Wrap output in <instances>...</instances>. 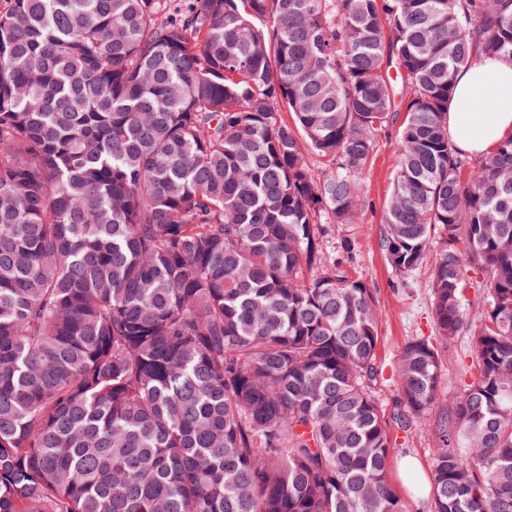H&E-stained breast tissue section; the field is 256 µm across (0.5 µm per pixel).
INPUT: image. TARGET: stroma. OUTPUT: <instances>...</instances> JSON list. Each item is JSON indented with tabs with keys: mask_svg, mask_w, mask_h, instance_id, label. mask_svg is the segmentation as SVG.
Masks as SVG:
<instances>
[{
	"mask_svg": "<svg viewBox=\"0 0 512 512\" xmlns=\"http://www.w3.org/2000/svg\"><path fill=\"white\" fill-rule=\"evenodd\" d=\"M396 170L395 137L384 131L379 132L376 154L362 184L364 206L357 221L353 224L329 225L323 248L327 255H337L341 252L342 240L351 239L354 249L346 257L345 265L352 276L365 282L374 293L379 314L377 362L385 376L384 382L376 388V397L388 418L394 448L389 460L388 480L401 501L403 512H426L424 493L409 489L401 481L397 471L398 461L402 456H413L419 461L424 475H431L437 446L431 422L439 418L463 384L472 382L478 367L470 352L467 336L460 335L449 340L441 351L442 376L438 399L428 422H413L404 427L395 421L393 414L397 392L390 376L399 353L411 338L435 333L429 281L439 253L438 247H431L425 262L406 276L397 275L387 265L382 250L385 231L382 212Z\"/></svg>",
	"mask_w": 512,
	"mask_h": 512,
	"instance_id": "obj_1",
	"label": "stroma"
}]
</instances>
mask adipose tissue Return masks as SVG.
<instances>
[{
	"label": "adipose tissue",
	"instance_id": "ef3b65f1",
	"mask_svg": "<svg viewBox=\"0 0 512 512\" xmlns=\"http://www.w3.org/2000/svg\"><path fill=\"white\" fill-rule=\"evenodd\" d=\"M448 136L470 155L486 154L512 137V61L484 57L456 73Z\"/></svg>",
	"mask_w": 512,
	"mask_h": 512
}]
</instances>
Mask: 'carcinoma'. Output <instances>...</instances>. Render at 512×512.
Segmentation results:
<instances>
[{
	"mask_svg": "<svg viewBox=\"0 0 512 512\" xmlns=\"http://www.w3.org/2000/svg\"><path fill=\"white\" fill-rule=\"evenodd\" d=\"M494 56L512 0H9L0 512H402L375 299L322 248L388 127L385 260L441 245L404 419L448 340L479 369L435 423L430 509L512 512V137L469 158L446 125Z\"/></svg>",
	"mask_w": 512,
	"mask_h": 512,
	"instance_id": "1",
	"label": "carcinoma"
}]
</instances>
